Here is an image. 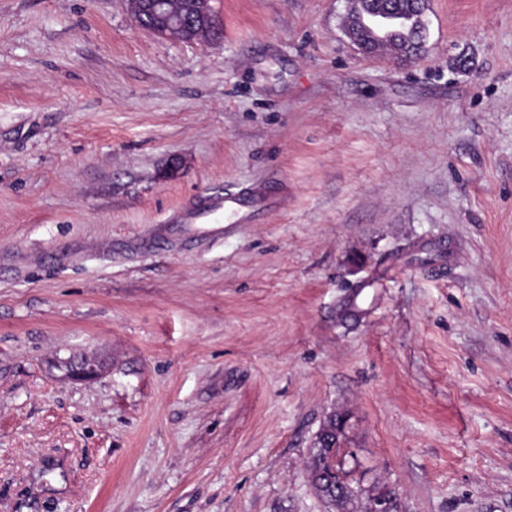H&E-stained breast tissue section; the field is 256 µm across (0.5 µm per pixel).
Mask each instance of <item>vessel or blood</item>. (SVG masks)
Masks as SVG:
<instances>
[{
	"label": "vessel or blood",
	"mask_w": 512,
	"mask_h": 512,
	"mask_svg": "<svg viewBox=\"0 0 512 512\" xmlns=\"http://www.w3.org/2000/svg\"><path fill=\"white\" fill-rule=\"evenodd\" d=\"M281 203L268 188L251 187L238 193L210 192L182 210L177 224L196 241H214L224 235L228 224L247 223Z\"/></svg>",
	"instance_id": "obj_1"
}]
</instances>
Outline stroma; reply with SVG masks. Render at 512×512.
I'll return each instance as SVG.
<instances>
[{
    "label": "stroma",
    "mask_w": 512,
    "mask_h": 512,
    "mask_svg": "<svg viewBox=\"0 0 512 512\" xmlns=\"http://www.w3.org/2000/svg\"><path fill=\"white\" fill-rule=\"evenodd\" d=\"M213 5L190 43L0 0V512H335L334 412L398 512H512V0H428L404 66L346 0ZM260 184L282 210L155 240ZM381 1L389 3L397 0H348V8L343 19V31L351 42L364 55H372L370 53L372 46L369 43L370 30L366 24L367 18L375 20L378 26H385L391 21L397 19L392 15V9L387 4L384 9H375L373 3ZM339 464L340 462L336 458V454L334 452L323 460L321 464L324 471L323 479L325 481L323 491L325 492L326 497L330 499L334 505L343 506L344 501L346 500L347 491L350 487L344 486V484L337 479ZM329 476L336 479L335 483H332Z\"/></svg>",
    "instance_id": "35a3bbf8"
}]
</instances>
